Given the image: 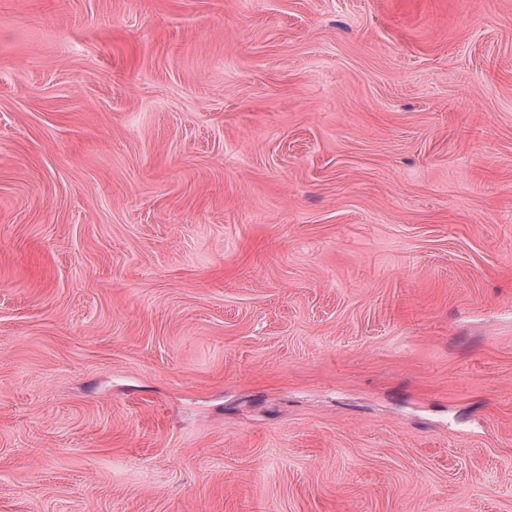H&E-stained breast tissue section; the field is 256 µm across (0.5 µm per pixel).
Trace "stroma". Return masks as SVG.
<instances>
[{"mask_svg":"<svg viewBox=\"0 0 512 512\" xmlns=\"http://www.w3.org/2000/svg\"><path fill=\"white\" fill-rule=\"evenodd\" d=\"M0 512H512V0H0Z\"/></svg>","mask_w":512,"mask_h":512,"instance_id":"35a3bbf8","label":"stroma"}]
</instances>
